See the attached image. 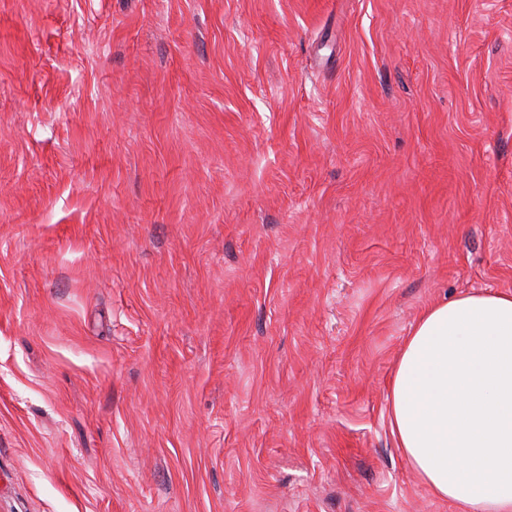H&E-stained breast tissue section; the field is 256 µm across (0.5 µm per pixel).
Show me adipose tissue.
I'll list each match as a JSON object with an SVG mask.
<instances>
[{
  "mask_svg": "<svg viewBox=\"0 0 512 512\" xmlns=\"http://www.w3.org/2000/svg\"><path fill=\"white\" fill-rule=\"evenodd\" d=\"M389 426L432 494L456 512H512V292L426 308L394 366Z\"/></svg>",
  "mask_w": 512,
  "mask_h": 512,
  "instance_id": "ef3b65f1",
  "label": "adipose tissue"
}]
</instances>
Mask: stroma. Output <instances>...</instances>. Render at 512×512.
<instances>
[{
    "label": "stroma",
    "mask_w": 512,
    "mask_h": 512,
    "mask_svg": "<svg viewBox=\"0 0 512 512\" xmlns=\"http://www.w3.org/2000/svg\"><path fill=\"white\" fill-rule=\"evenodd\" d=\"M512 292V0H0V512H455L390 433Z\"/></svg>",
    "instance_id": "stroma-1"
}]
</instances>
